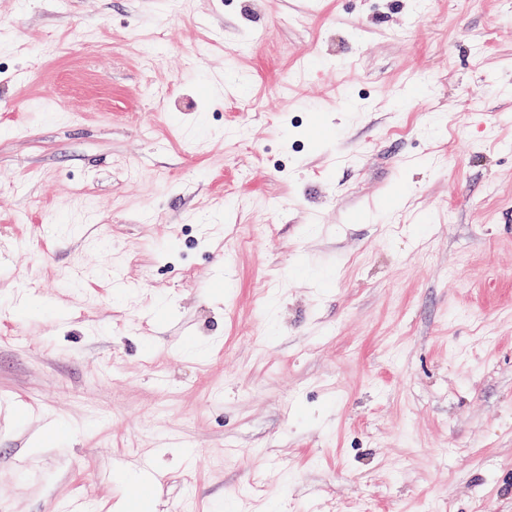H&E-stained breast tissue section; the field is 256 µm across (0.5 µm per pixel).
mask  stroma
I'll return each instance as SVG.
<instances>
[{
	"label": "stroma",
	"instance_id": "obj_1",
	"mask_svg": "<svg viewBox=\"0 0 512 512\" xmlns=\"http://www.w3.org/2000/svg\"><path fill=\"white\" fill-rule=\"evenodd\" d=\"M510 212L512 0H0V512H512Z\"/></svg>",
	"mask_w": 512,
	"mask_h": 512
}]
</instances>
